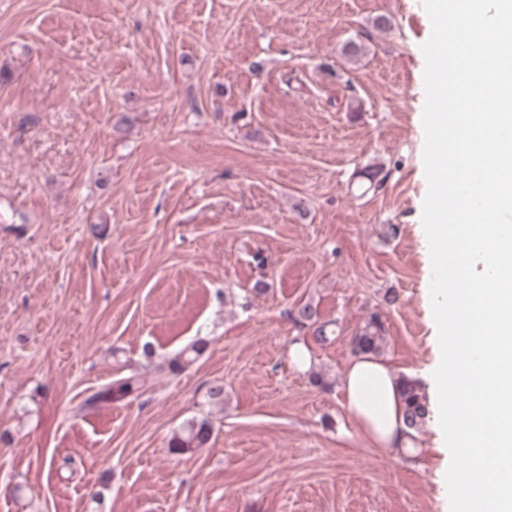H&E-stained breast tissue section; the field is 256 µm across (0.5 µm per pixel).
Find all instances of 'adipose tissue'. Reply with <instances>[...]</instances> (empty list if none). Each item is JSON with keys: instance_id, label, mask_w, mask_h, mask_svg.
I'll return each instance as SVG.
<instances>
[{"instance_id": "obj_1", "label": "adipose tissue", "mask_w": 512, "mask_h": 512, "mask_svg": "<svg viewBox=\"0 0 512 512\" xmlns=\"http://www.w3.org/2000/svg\"><path fill=\"white\" fill-rule=\"evenodd\" d=\"M399 375L389 361L360 355L343 368L340 385L346 408L377 448H414L418 442L404 424Z\"/></svg>"}]
</instances>
